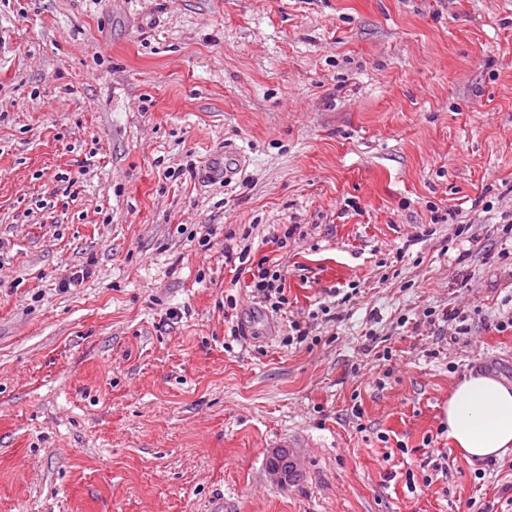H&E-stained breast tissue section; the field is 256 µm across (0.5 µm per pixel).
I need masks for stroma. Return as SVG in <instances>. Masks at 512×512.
Returning <instances> with one entry per match:
<instances>
[{"instance_id": "stroma-1", "label": "stroma", "mask_w": 512, "mask_h": 512, "mask_svg": "<svg viewBox=\"0 0 512 512\" xmlns=\"http://www.w3.org/2000/svg\"><path fill=\"white\" fill-rule=\"evenodd\" d=\"M0 41V512H512L442 417L512 386V0H0ZM248 269L247 273H250L248 287L251 288L253 298L264 303L265 306L269 305L275 313L284 310L285 305H288V297L285 294V274L280 265L274 263L271 265L269 260L262 259L256 266ZM289 448H277L270 455L268 474L279 484H288L300 476L301 466L299 457Z\"/></svg>"}]
</instances>
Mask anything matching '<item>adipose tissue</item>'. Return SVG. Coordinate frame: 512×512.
<instances>
[{
  "label": "adipose tissue",
  "mask_w": 512,
  "mask_h": 512,
  "mask_svg": "<svg viewBox=\"0 0 512 512\" xmlns=\"http://www.w3.org/2000/svg\"><path fill=\"white\" fill-rule=\"evenodd\" d=\"M448 437L466 460L499 457L512 447V387L490 375H468L443 408Z\"/></svg>",
  "instance_id": "1"
}]
</instances>
